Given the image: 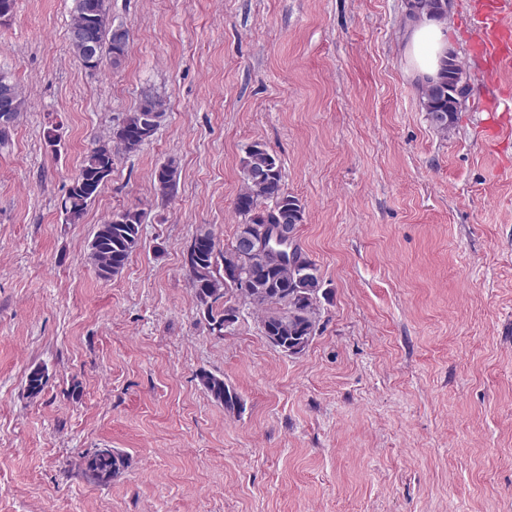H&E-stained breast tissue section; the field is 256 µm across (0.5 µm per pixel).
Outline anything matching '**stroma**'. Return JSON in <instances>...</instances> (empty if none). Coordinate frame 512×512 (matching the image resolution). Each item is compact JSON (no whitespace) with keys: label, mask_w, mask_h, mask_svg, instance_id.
<instances>
[{"label":"stroma","mask_w":512,"mask_h":512,"mask_svg":"<svg viewBox=\"0 0 512 512\" xmlns=\"http://www.w3.org/2000/svg\"><path fill=\"white\" fill-rule=\"evenodd\" d=\"M470 3L448 6L471 92L444 138L406 0H106L130 47L94 72L69 50L73 0H16L0 23V70L27 101L0 143V512H512V137L490 128L512 114L484 108ZM148 96L166 102L155 135L115 151L64 223L84 157ZM255 141L305 206L298 241L324 282L295 356L246 302L212 334L184 263L199 228L233 240ZM123 208L143 241L104 280L89 243ZM99 448L126 459L105 484L85 470ZM154 189L162 198H170L174 195L177 184V168L173 162L161 164L154 173ZM198 378L212 398L224 405L227 410H235L240 406L237 393L231 389L224 379L208 372H200Z\"/></svg>","instance_id":"35a3bbf8"}]
</instances>
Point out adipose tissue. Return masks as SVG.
I'll list each match as a JSON object with an SVG mask.
<instances>
[{
	"label": "adipose tissue",
	"instance_id": "ef3b65f1",
	"mask_svg": "<svg viewBox=\"0 0 512 512\" xmlns=\"http://www.w3.org/2000/svg\"><path fill=\"white\" fill-rule=\"evenodd\" d=\"M454 50L447 22L424 14L409 25L406 53L419 78L435 77L442 60Z\"/></svg>",
	"mask_w": 512,
	"mask_h": 512
}]
</instances>
